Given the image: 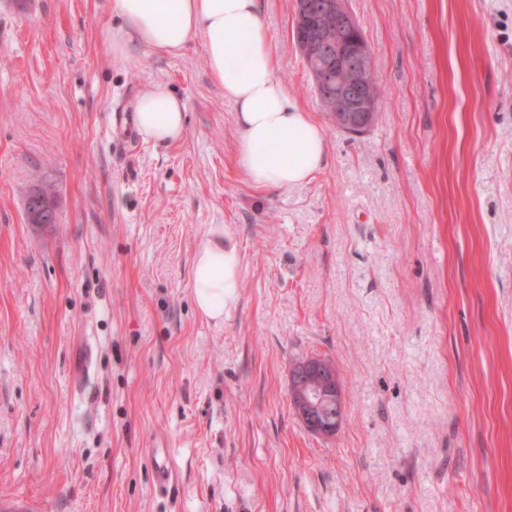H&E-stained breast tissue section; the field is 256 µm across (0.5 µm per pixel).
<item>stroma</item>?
Returning a JSON list of instances; mask_svg holds the SVG:
<instances>
[{
  "label": "stroma",
  "instance_id": "35a3bbf8",
  "mask_svg": "<svg viewBox=\"0 0 512 512\" xmlns=\"http://www.w3.org/2000/svg\"><path fill=\"white\" fill-rule=\"evenodd\" d=\"M349 2L384 91L359 136L322 109L293 0H261L276 76L327 140L280 189L240 167L201 37L169 54L106 0H0V500L512 512V0ZM154 87L182 99V139L111 138ZM41 185L56 223L27 221ZM217 225L241 259L218 323L191 288ZM311 355L344 384L330 439L289 403Z\"/></svg>",
  "mask_w": 512,
  "mask_h": 512
}]
</instances>
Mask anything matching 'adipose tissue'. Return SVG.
I'll use <instances>...</instances> for the list:
<instances>
[{
    "instance_id": "ef3b65f1",
    "label": "adipose tissue",
    "mask_w": 512,
    "mask_h": 512,
    "mask_svg": "<svg viewBox=\"0 0 512 512\" xmlns=\"http://www.w3.org/2000/svg\"><path fill=\"white\" fill-rule=\"evenodd\" d=\"M111 14L130 24L140 43L164 52L201 37L213 80L236 107L238 162L260 186L306 183L324 161L323 129L303 112L275 74L259 0H107ZM135 120L144 138L169 144L185 133V107L157 87L139 95ZM240 256L224 232L209 229L195 253L192 293L197 311L221 321L237 300Z\"/></svg>"
}]
</instances>
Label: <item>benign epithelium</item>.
<instances>
[{
	"instance_id": "1",
	"label": "benign epithelium",
	"mask_w": 512,
	"mask_h": 512,
	"mask_svg": "<svg viewBox=\"0 0 512 512\" xmlns=\"http://www.w3.org/2000/svg\"><path fill=\"white\" fill-rule=\"evenodd\" d=\"M295 30V44L336 127L352 135L367 131L377 116L369 80L373 60L348 0H295ZM289 401L307 431L334 437L344 420L343 382L334 362L321 356L296 362Z\"/></svg>"
}]
</instances>
